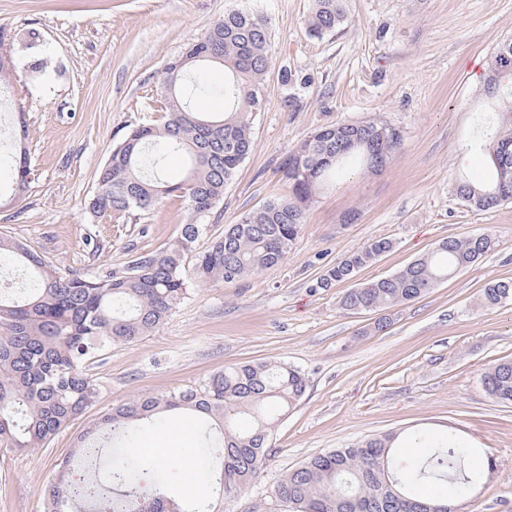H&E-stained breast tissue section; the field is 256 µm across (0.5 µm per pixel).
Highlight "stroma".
Returning a JSON list of instances; mask_svg holds the SVG:
<instances>
[{"label": "stroma", "mask_w": 512, "mask_h": 512, "mask_svg": "<svg viewBox=\"0 0 512 512\" xmlns=\"http://www.w3.org/2000/svg\"><path fill=\"white\" fill-rule=\"evenodd\" d=\"M313 0H0V32L11 59L0 78V235L24 242L62 274L119 270L171 243L190 215L169 198L122 224L95 220L85 203L96 172L133 128L153 120L151 98L174 56L225 11L264 14L272 37L261 111L253 113L250 155L205 217L197 250L245 212L290 194L282 159L315 128L378 120L400 144L379 170L347 174L317 192L301 233L278 266L241 283L190 279L166 323L134 344L112 346L89 368L95 404L47 447H0V512H47L45 488L99 416L141 394L196 386L224 367L285 362L306 376L301 401L279 423L259 477L224 512H264L276 482L306 458L364 439L396 435L400 467L420 436L458 438L473 464L492 471L458 512H512V404L497 402L482 378L512 359V303L482 307L483 288L512 281V204L477 211L458 199L459 172L484 176L487 157L463 150L476 113L488 107L484 74L512 38V0H350L335 33L308 34ZM290 69L298 82L279 80ZM296 107H287V98ZM32 182L14 199L20 155ZM492 231L483 261L389 311L387 332L372 312L340 299L403 268L441 240ZM393 249L348 281L317 288L339 258L371 240ZM188 417L139 423L131 447L153 441L169 453Z\"/></svg>", "instance_id": "obj_1"}]
</instances>
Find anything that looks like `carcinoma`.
Returning <instances> with one entry per match:
<instances>
[{
  "label": "carcinoma",
  "mask_w": 512,
  "mask_h": 512,
  "mask_svg": "<svg viewBox=\"0 0 512 512\" xmlns=\"http://www.w3.org/2000/svg\"><path fill=\"white\" fill-rule=\"evenodd\" d=\"M347 2L314 0L308 32L322 37L335 31L347 18ZM270 43L264 16L233 10L170 59L162 77L159 111L164 116L131 130L113 147L87 202L92 216L119 224L169 197L184 201L194 219L211 212L251 152V114L262 107ZM213 55L219 61L211 60ZM213 62L224 67L221 88L204 78L202 66ZM487 81L499 83L500 92L491 99L501 122L481 121L466 149L492 144L491 175L485 182L462 177L454 185L455 196L479 211L512 202L511 39L490 57ZM220 93L224 111H208L203 100ZM399 141L396 129L374 120L316 129L282 162L292 196L273 198L244 213L201 253L195 252V243L204 227L192 220L174 242L136 257L119 271L66 276L23 243L1 235L0 257L28 275L30 287L20 296L0 291V446L15 451L42 448L92 407L98 387L89 364L112 345L135 343L163 325L187 295V256L194 257L195 278L224 284L240 283L278 265L300 234L303 205L326 178L353 160L370 170L381 166ZM150 146L186 153L189 165L183 181L169 183L144 173ZM30 174L26 159H21L15 196L27 191ZM496 247L491 232L448 237L397 272L348 290L341 305L376 312L413 303ZM392 248L387 238L368 242L328 267L316 287L330 288L352 278ZM481 300L486 307L511 303L512 281L488 285ZM483 384L495 400L512 404V361L491 365ZM306 387L305 374L286 363L228 366L198 388L140 395L112 406L80 439L74 460L98 455L95 434L100 431L129 437L138 421L182 411L221 430L223 446L214 450V482L221 498H231L257 479L279 421L302 399ZM394 441L395 436L385 435L307 459L274 487L275 506L268 512H425V506L444 500L441 491L423 496L424 481L449 483L466 494L480 480L470 469L469 450L448 453L426 436L419 444L429 453L416 467L399 470ZM68 466L67 460L45 489L48 512H77L82 502L91 503L93 512H215L212 503L194 498L179 504L167 495L159 465L126 453L112 456L103 482L95 478L76 486L67 479Z\"/></svg>",
  "instance_id": "obj_1"
}]
</instances>
